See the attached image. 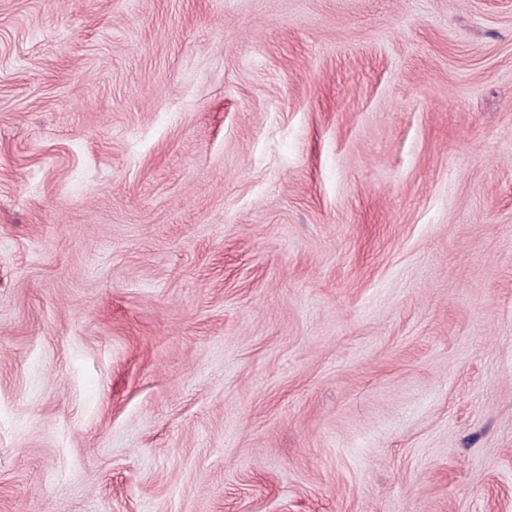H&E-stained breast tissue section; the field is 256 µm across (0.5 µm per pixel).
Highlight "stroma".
Returning <instances> with one entry per match:
<instances>
[{"label": "stroma", "instance_id": "1", "mask_svg": "<svg viewBox=\"0 0 512 512\" xmlns=\"http://www.w3.org/2000/svg\"><path fill=\"white\" fill-rule=\"evenodd\" d=\"M0 512H512V0H0Z\"/></svg>", "mask_w": 512, "mask_h": 512}]
</instances>
